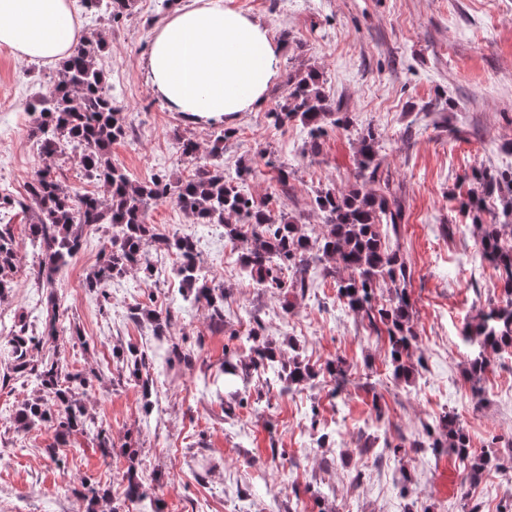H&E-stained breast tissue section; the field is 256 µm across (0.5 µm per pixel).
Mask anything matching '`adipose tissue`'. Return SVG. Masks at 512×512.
Wrapping results in <instances>:
<instances>
[{"mask_svg": "<svg viewBox=\"0 0 512 512\" xmlns=\"http://www.w3.org/2000/svg\"><path fill=\"white\" fill-rule=\"evenodd\" d=\"M80 35L74 0H0V45L55 64ZM282 47L257 19L224 0H191L155 30L148 79L171 111L221 123L260 105L280 79Z\"/></svg>", "mask_w": 512, "mask_h": 512, "instance_id": "obj_1", "label": "adipose tissue"}]
</instances>
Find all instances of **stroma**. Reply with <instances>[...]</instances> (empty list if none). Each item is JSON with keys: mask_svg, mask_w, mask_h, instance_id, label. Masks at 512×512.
<instances>
[{"mask_svg": "<svg viewBox=\"0 0 512 512\" xmlns=\"http://www.w3.org/2000/svg\"><path fill=\"white\" fill-rule=\"evenodd\" d=\"M227 8L260 20L281 41L282 70L322 71L332 106L352 124L327 126L320 151L309 156L305 129L274 127L269 110L288 95L286 81L269 89L254 111L231 121L224 170L250 166L243 189L270 198L316 230V190L345 192L361 186L356 151L362 133L379 140L388 184L402 207L397 241L411 272L408 292L422 358L414 379H394L387 341L336 297L341 269L318 277L313 288L281 293L256 287L229 253L220 224H199L170 201L151 203L157 233L189 235L201 267L224 290V328L211 312L184 300L172 273L174 257L148 247L152 279L130 271L108 285L109 302L85 286L102 258L108 225L85 231L84 246L53 289L32 272V214L8 215L17 243L12 287L0 298V332L18 320L41 333L51 308L65 317L59 337L43 353L61 352L69 372L90 379L83 403L93 430L60 442L47 426L23 430L14 415L37 395L32 380L0 386V512H87L82 482L108 488L99 512H142L126 495L128 468L145 480L164 512H499L512 501V353L491 354L480 383L466 373L464 329L477 312L502 298L499 272L482 260L478 233L460 203L485 168L512 169V0H224ZM168 18L157 0H136L118 26L80 18L84 32L107 38L100 65L105 83L124 109L129 133L112 145V161L133 180L163 172L188 178L184 139L208 149L220 124L185 121L156 95L146 76L151 37ZM59 65L31 63L0 46V189L24 196L31 173L45 160L30 136L27 102L59 77ZM288 169L287 186L278 182ZM143 306L171 312L167 336L154 334ZM280 344L295 341L313 366L343 358L349 382L341 394L321 375L285 391L273 371H250L225 387L219 367L225 348L248 350L250 329ZM178 344L191 366H168ZM134 348L149 358L154 381L144 396L140 381L118 371L116 351ZM484 400L477 412L464 403L474 388ZM233 416H225L226 406ZM458 415L474 453L494 445L504 470L469 483L454 456L413 447L425 424L445 412ZM112 438V457L97 449V430ZM327 432L328 446L317 438ZM401 444L399 453L361 454L370 437ZM56 456H49V449ZM413 478L401 495V477Z\"/></svg>", "mask_w": 512, "mask_h": 512, "instance_id": "35a3bbf8", "label": "stroma"}]
</instances>
